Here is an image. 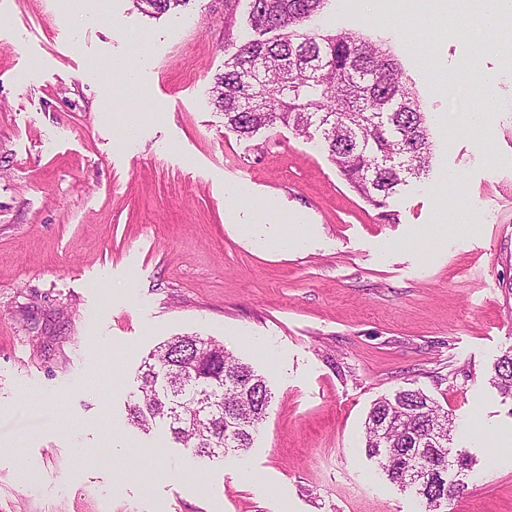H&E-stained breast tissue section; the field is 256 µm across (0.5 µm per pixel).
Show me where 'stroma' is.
Wrapping results in <instances>:
<instances>
[{
    "mask_svg": "<svg viewBox=\"0 0 512 512\" xmlns=\"http://www.w3.org/2000/svg\"><path fill=\"white\" fill-rule=\"evenodd\" d=\"M100 1L0 0V512H422L365 451L371 405L408 386L473 461L448 512H512V401L489 382L512 348V22L458 26L475 0H327L310 21L387 48L426 115L428 175L377 208L319 137L225 129L211 90L244 11ZM476 108L489 123L463 124ZM180 335L266 377L243 459L203 466L129 423L142 357ZM139 11L149 16H162L180 6L189 4L190 0H135Z\"/></svg>",
    "mask_w": 512,
    "mask_h": 512,
    "instance_id": "1",
    "label": "stroma"
}]
</instances>
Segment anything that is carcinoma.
I'll return each mask as SVG.
<instances>
[{
    "mask_svg": "<svg viewBox=\"0 0 512 512\" xmlns=\"http://www.w3.org/2000/svg\"><path fill=\"white\" fill-rule=\"evenodd\" d=\"M190 0H135L162 16ZM325 0H247L250 36L227 53L212 87L224 126L240 137L284 125L319 133L328 159L371 205L382 208L410 178L428 174L431 144L419 100L382 46L355 33L302 31ZM492 383L512 399V348L494 363ZM130 423L157 421L203 464L240 457L254 443L272 402L251 366L198 336H175L142 359ZM454 422L419 388L377 400L366 419L365 448L393 483L444 512L470 471L469 455L450 447Z\"/></svg>",
    "mask_w": 512,
    "mask_h": 512,
    "instance_id": "obj_1",
    "label": "carcinoma"
}]
</instances>
